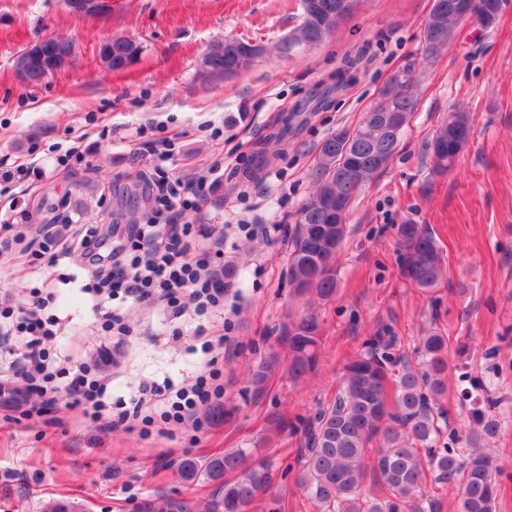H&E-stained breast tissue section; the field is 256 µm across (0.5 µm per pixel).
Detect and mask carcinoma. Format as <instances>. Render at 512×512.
Returning <instances> with one entry per match:
<instances>
[{
	"instance_id": "1",
	"label": "carcinoma",
	"mask_w": 512,
	"mask_h": 512,
	"mask_svg": "<svg viewBox=\"0 0 512 512\" xmlns=\"http://www.w3.org/2000/svg\"><path fill=\"white\" fill-rule=\"evenodd\" d=\"M143 46L126 36H113L99 46L100 65L120 68L124 56L140 57ZM415 80L406 91L390 94L392 109L414 112ZM471 118L464 110L446 116L434 133L451 134L468 143ZM350 144L362 158L367 173L357 181L336 183V196L352 203L382 167L377 158L393 157L396 146L361 125L341 126L329 133ZM431 150L433 177L444 176L456 158ZM347 216L325 206L302 204L288 252L289 284L295 295L320 300L336 296L337 249L347 235ZM399 271L423 291L437 287L446 269L432 233L422 224L405 221L396 228ZM319 323L312 313L293 318L279 337L287 355L271 349L251 370L250 393L259 396L272 375L288 364V374L299 379L314 369ZM448 337L432 329L418 337L408 353L398 337L379 327L362 342L361 352L347 362L336 398L322 406L303 428L304 451L298 461L296 482L320 512H441L436 496L423 491L426 480L458 491L456 512H496L499 471L491 442L498 422L482 409L470 411L469 427L462 433L449 425L442 401L448 395ZM462 400L478 402L473 393L486 394V382L462 374ZM186 482L203 478L223 483L206 504L205 512H254L257 499L273 485V473L264 461H253L242 450L227 451L203 462L187 457L179 466ZM143 512H199L196 501L167 497L162 505L144 500Z\"/></svg>"
}]
</instances>
